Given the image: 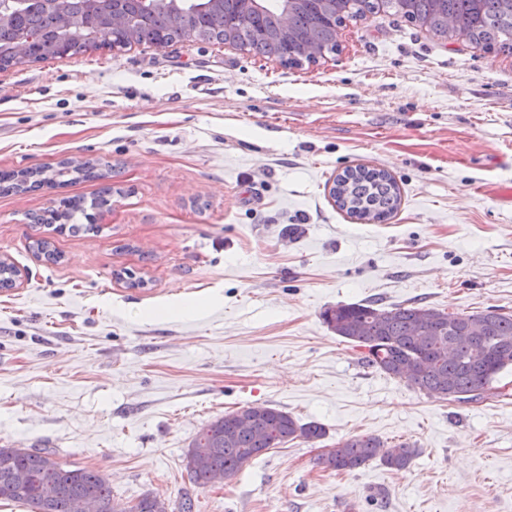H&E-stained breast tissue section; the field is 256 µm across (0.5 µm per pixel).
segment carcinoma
<instances>
[{
  "instance_id": "1",
  "label": "carcinoma",
  "mask_w": 512,
  "mask_h": 512,
  "mask_svg": "<svg viewBox=\"0 0 512 512\" xmlns=\"http://www.w3.org/2000/svg\"><path fill=\"white\" fill-rule=\"evenodd\" d=\"M288 11V26L280 15ZM390 12L432 32L442 40L461 35L495 55H512V0H275L251 8L243 0H179L171 9L158 0H0V70L49 58L108 47L146 43L164 46L181 40L230 41L248 52L290 66L314 63L313 51H338V29L347 21ZM23 46V54H13ZM110 179L112 166L63 163L50 175L41 170L0 171V192L54 188L78 179ZM112 186L91 199L74 196L48 207L38 224H56L71 235H96L93 211L108 205ZM331 195L339 209L359 220L383 223L397 212L401 196L392 175L364 165L336 176ZM31 249L57 262L51 242L36 238ZM337 336L365 350L364 362L403 380L430 397L469 403L490 395L496 376L512 366V314L488 307L471 314H450L426 306L385 309L372 301L338 304L323 314ZM316 422L301 424L268 404H252L212 420L192 443L207 449L187 465L190 480L202 487L238 472L263 452L295 439L323 437ZM417 454L408 443L392 446L372 435L337 444L318 458L333 471H352L378 458L393 469H406ZM25 476L23 487L14 475ZM46 483L55 496L43 498ZM87 499L97 512H124L98 470L62 464L53 451L0 448V501L31 507V512H76ZM139 503L144 512H167L170 502L148 493Z\"/></svg>"
}]
</instances>
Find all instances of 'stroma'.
Wrapping results in <instances>:
<instances>
[{
  "label": "stroma",
  "instance_id": "stroma-1",
  "mask_svg": "<svg viewBox=\"0 0 512 512\" xmlns=\"http://www.w3.org/2000/svg\"><path fill=\"white\" fill-rule=\"evenodd\" d=\"M338 42L299 67L185 40L0 71V170H114L96 236L30 217L100 181L0 194V255L26 272L0 291V447L99 470L121 503L155 492L190 495L194 512H512V368L486 399L438 400L369 368L322 319L365 301L512 314V56L384 13ZM356 165L395 178L386 223L331 198ZM39 234L59 263L30 251ZM191 299L198 311L182 313ZM253 403L325 434L193 485L198 432ZM365 434L418 454L404 470L318 465Z\"/></svg>",
  "mask_w": 512,
  "mask_h": 512
}]
</instances>
